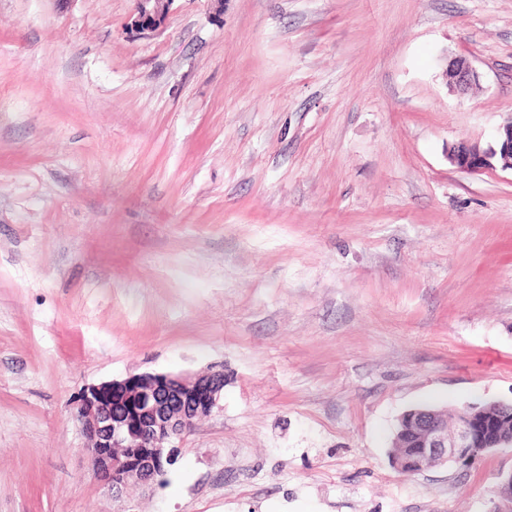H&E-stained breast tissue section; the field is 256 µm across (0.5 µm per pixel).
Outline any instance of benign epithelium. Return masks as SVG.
Here are the masks:
<instances>
[{"mask_svg":"<svg viewBox=\"0 0 512 512\" xmlns=\"http://www.w3.org/2000/svg\"><path fill=\"white\" fill-rule=\"evenodd\" d=\"M174 0H136L126 28L137 35L155 32L163 25ZM451 87L469 89L477 73L463 57L447 62ZM448 160L457 169L477 174L501 164L512 169V124L500 128L496 146L487 149L468 139L448 147ZM224 393V367L213 366L191 377L142 373L121 380L88 386L74 406V416L86 439L95 477L112 496L131 485L161 483L158 473L173 466L181 439L198 422L220 408ZM457 423L448 430V418L429 409L406 412L402 419L419 435L412 460L395 459L398 472L415 475L439 463L453 461L469 466L484 449L476 447L479 433L496 427V421L475 406L457 412Z\"/></svg>","mask_w":512,"mask_h":512,"instance_id":"7a95c632","label":"benign epithelium"}]
</instances>
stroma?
Listing matches in <instances>:
<instances>
[{"label": "stroma", "mask_w": 512, "mask_h": 512, "mask_svg": "<svg viewBox=\"0 0 512 512\" xmlns=\"http://www.w3.org/2000/svg\"><path fill=\"white\" fill-rule=\"evenodd\" d=\"M0 0V512H488L512 447L403 476L399 417L512 402V0ZM478 73L452 92L448 58ZM220 365L112 498L84 388ZM174 0H136L134 12L128 17L126 28L136 35L155 32L163 25ZM448 160L457 169L477 174L501 164L512 169V124L500 128L496 135V148H482L477 142L460 139L448 147Z\"/></svg>", "instance_id": "stroma-1"}]
</instances>
